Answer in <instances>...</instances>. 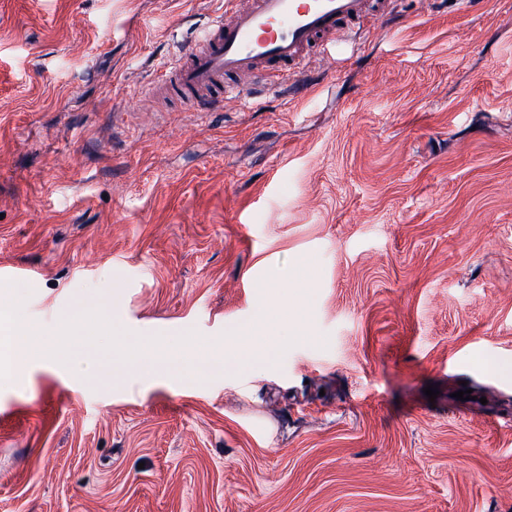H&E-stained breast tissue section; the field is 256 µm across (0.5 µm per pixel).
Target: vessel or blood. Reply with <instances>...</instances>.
Masks as SVG:
<instances>
[{"label": "vessel or blood", "mask_w": 512, "mask_h": 512, "mask_svg": "<svg viewBox=\"0 0 512 512\" xmlns=\"http://www.w3.org/2000/svg\"><path fill=\"white\" fill-rule=\"evenodd\" d=\"M390 16L386 0H248L191 39L156 87L207 112L225 93L249 94L236 77L299 81L315 47L348 41L364 22Z\"/></svg>", "instance_id": "vessel-or-blood-1"}]
</instances>
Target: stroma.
I'll return each instance as SVG.
<instances>
[{"label":"stroma","instance_id":"stroma-1","mask_svg":"<svg viewBox=\"0 0 512 512\" xmlns=\"http://www.w3.org/2000/svg\"><path fill=\"white\" fill-rule=\"evenodd\" d=\"M229 6L0 0V293L107 346L215 344L282 286L301 319L259 371L1 369L0 512H512V0H395L306 90L158 100Z\"/></svg>","mask_w":512,"mask_h":512}]
</instances>
